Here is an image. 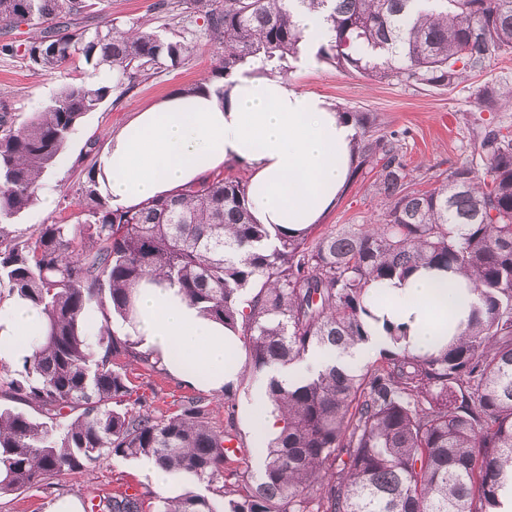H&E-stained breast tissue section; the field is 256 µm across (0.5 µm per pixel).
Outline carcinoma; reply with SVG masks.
Segmentation results:
<instances>
[{"instance_id": "obj_1", "label": "carcinoma", "mask_w": 512, "mask_h": 512, "mask_svg": "<svg viewBox=\"0 0 512 512\" xmlns=\"http://www.w3.org/2000/svg\"><path fill=\"white\" fill-rule=\"evenodd\" d=\"M95 0H0V28L39 30L0 45L28 67L53 74L77 62L113 81L63 84L43 110L14 125L0 108V301L42 308L47 327L21 368L0 364V495L106 459L147 458L189 475L206 493L158 499L112 490L86 512H500L512 486V130L479 135L477 157L448 169L430 190L413 188L403 131L375 133L362 112L357 168L373 173L385 201L374 224L318 233L271 234L252 218L248 183L209 174L170 198L114 210L84 169L77 221L29 234L8 227L33 206L83 117L135 80L176 67L194 45L171 0L162 34L147 22L126 30L77 25ZM218 49L209 81L257 60L283 71L296 57L302 12H320L336 32L319 56L370 80L445 89L512 50V0H191ZM478 89L485 108L511 96ZM452 268L475 285L479 304L464 332L419 355L392 334L380 359L357 371L331 361L284 384L272 371L311 350L346 352L367 339L376 286L412 271ZM179 289L205 316L232 328L245 370L267 376L282 429L255 472L224 443L208 404L185 396L163 414L137 394L127 367L159 371L161 360L109 329L129 319L145 281ZM100 321L89 338L90 319Z\"/></svg>"}]
</instances>
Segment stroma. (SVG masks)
I'll list each match as a JSON object with an SVG mask.
<instances>
[{
	"label": "stroma",
	"instance_id": "1",
	"mask_svg": "<svg viewBox=\"0 0 512 512\" xmlns=\"http://www.w3.org/2000/svg\"><path fill=\"white\" fill-rule=\"evenodd\" d=\"M154 3L155 0H98L93 14L84 23L93 29L103 27L111 19L121 27L145 21L158 30L166 26L168 19L154 10ZM189 29L196 49L178 67L158 69L124 97L109 98L99 109L86 114L43 180V191L54 197L52 206L37 202L16 221L17 232L26 233L42 224L73 218L78 211L77 189L82 170L91 161L89 147L104 150L112 134L123 128L139 109L209 76L215 63L214 47L204 31L202 18H194ZM74 75L70 66L42 75L29 70L21 56L0 54V102L16 121H23L30 113L47 106L59 87ZM286 77L302 90L324 97L338 111L368 113L374 129L406 131L405 160L420 190L433 188L434 176L473 155L477 132L512 127L511 106L501 102L494 110L481 111L475 103V93L481 86L512 88V50L499 53L484 72L466 77L448 89L407 87L393 80L370 81L355 72L338 71L333 63L320 58L303 71L296 64H289ZM372 182V175L350 174L334 208L323 219L322 228L376 219L383 202L375 194ZM129 375L141 393L157 394L156 405L163 410L176 409L183 397L197 392L195 386L178 377L149 375L136 367L130 369ZM259 387V381L250 376H238L232 384L234 408L230 411L224 406L223 395L211 391L206 394L212 426L221 431L227 423H234L245 447L253 451L257 439L247 409L254 404ZM119 485L132 493L150 491L161 497H176L198 487L190 476L174 477L165 487H155L144 460L115 458L92 471L52 476L42 487L1 495L0 512H45L53 495L60 492L71 491L79 501L88 502Z\"/></svg>",
	"mask_w": 512,
	"mask_h": 512
}]
</instances>
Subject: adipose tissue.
Here are the masks:
<instances>
[{
  "instance_id": "1",
  "label": "adipose tissue",
  "mask_w": 512,
  "mask_h": 512,
  "mask_svg": "<svg viewBox=\"0 0 512 512\" xmlns=\"http://www.w3.org/2000/svg\"><path fill=\"white\" fill-rule=\"evenodd\" d=\"M357 129L318 95L265 76L256 63L234 70L223 93L205 88L172 93L137 112L109 140L97 180L113 208L126 209L175 194L225 163L248 164L251 212L257 223L308 231L332 210L354 163ZM373 302L369 337L343 358L358 367L386 345L384 327L402 325L414 353H436L440 337L462 332L478 298L452 270L421 268L389 284ZM40 308L16 300L0 313V363L14 365L43 336ZM125 330L168 371L211 391L235 381L228 346L237 333L202 315L178 292L143 283Z\"/></svg>"
}]
</instances>
